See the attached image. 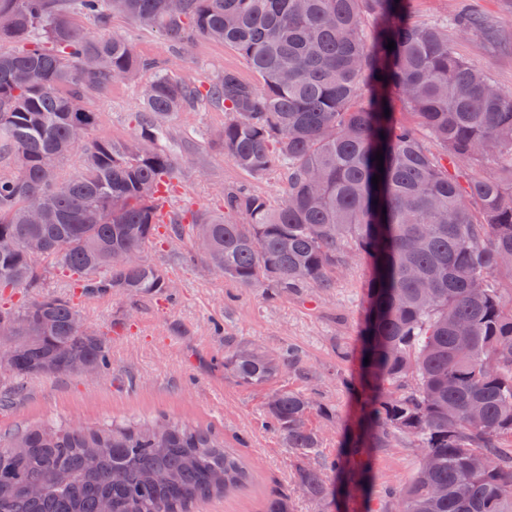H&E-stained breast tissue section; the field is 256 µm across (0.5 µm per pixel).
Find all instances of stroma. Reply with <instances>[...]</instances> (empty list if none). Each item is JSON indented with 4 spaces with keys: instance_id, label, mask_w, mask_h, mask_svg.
Listing matches in <instances>:
<instances>
[{
    "instance_id": "35a3bbf8",
    "label": "stroma",
    "mask_w": 512,
    "mask_h": 512,
    "mask_svg": "<svg viewBox=\"0 0 512 512\" xmlns=\"http://www.w3.org/2000/svg\"><path fill=\"white\" fill-rule=\"evenodd\" d=\"M415 20L434 24L468 12L497 31L487 39L475 31L456 42L457 52L512 92V0H413ZM102 34L129 33L140 52L162 59L172 77L209 83L224 70L245 79L254 74L232 48L206 39L190 44L168 41L155 31L139 29L131 20L112 17ZM113 87L110 96L90 98L87 108L101 113L95 136L136 138L140 127V90L151 80ZM168 145L180 170V183L168 207L219 214L224 188L245 186L270 200L280 199L287 184L283 171L254 178L227 159L216 136L223 111L200 99L166 121ZM165 272L166 294L126 296L82 294L69 287L61 270L44 264L42 287L0 295V306L17 307L54 294L71 298L84 321L105 332L110 341L109 366L94 378L60 375L33 378L12 389L0 407V432L44 421H70L94 426L133 415L166 414L211 425L229 447L245 440V458L256 472L252 486L203 504L200 512H261L273 493L293 488L294 453L266 423L265 403L279 389L312 394L322 409L310 422L322 432V453L335 456L351 431L358 387L354 359L363 319V296L369 266L360 263L329 289L307 287L289 294L274 288H241L193 258L186 243L166 239L147 253ZM257 342L268 351L294 349L300 370H287L271 384L239 381L224 370L227 349ZM418 450L406 439L381 448L371 459V505L381 512L386 487H403L418 464Z\"/></svg>"
}]
</instances>
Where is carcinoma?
<instances>
[{
	"label": "carcinoma",
	"mask_w": 512,
	"mask_h": 512,
	"mask_svg": "<svg viewBox=\"0 0 512 512\" xmlns=\"http://www.w3.org/2000/svg\"><path fill=\"white\" fill-rule=\"evenodd\" d=\"M411 2L0 0V46H13L0 50V292L38 287L49 261L85 295L162 294L165 274L146 259L161 237L187 240L241 287L282 292L331 288L365 259L360 399L346 444L319 457L318 404L306 393L278 390L266 403L295 451L294 484L336 512H374L372 451L403 437L418 467L387 492L385 512H512V93L455 51L448 23L413 22ZM114 13L179 43L221 42L257 81L231 70L207 85L178 80L129 37L76 23L104 26ZM146 69L155 74L139 137L89 138L98 113L85 100ZM202 97L224 109L225 157L255 177L287 171L279 201L226 188L219 217L165 208L179 180L165 121ZM397 102L407 111L393 112ZM79 148L83 168L62 176ZM494 151L500 172L487 173ZM79 316L57 295L1 306L18 355L0 385L73 374L77 359L104 371L109 340L81 332ZM297 363L255 343L224 355V370L252 385ZM250 481L222 434L165 414L47 422L0 444V512H99L103 500L112 512H194ZM264 512H294L293 500L274 495Z\"/></svg>",
	"instance_id": "carcinoma-1"
}]
</instances>
